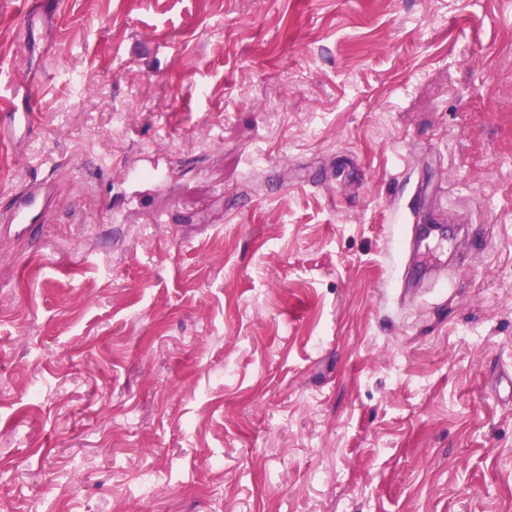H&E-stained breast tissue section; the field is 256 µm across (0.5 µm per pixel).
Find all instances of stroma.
Wrapping results in <instances>:
<instances>
[{
  "label": "stroma",
  "instance_id": "35a3bbf8",
  "mask_svg": "<svg viewBox=\"0 0 512 512\" xmlns=\"http://www.w3.org/2000/svg\"><path fill=\"white\" fill-rule=\"evenodd\" d=\"M24 11L0 512H512V0ZM49 204V195L42 182H32L26 192L9 199L10 224L6 231L1 226V239L23 237L32 233L41 224L43 210Z\"/></svg>",
  "mask_w": 512,
  "mask_h": 512
}]
</instances>
